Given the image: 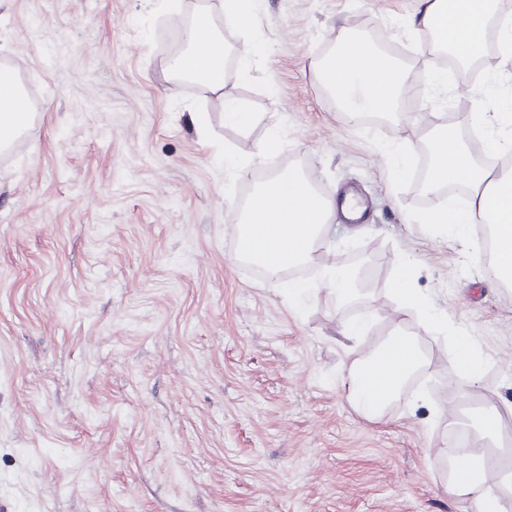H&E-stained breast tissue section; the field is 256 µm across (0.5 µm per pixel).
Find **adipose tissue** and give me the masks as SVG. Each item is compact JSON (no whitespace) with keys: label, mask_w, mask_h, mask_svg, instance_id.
<instances>
[{"label":"adipose tissue","mask_w":512,"mask_h":512,"mask_svg":"<svg viewBox=\"0 0 512 512\" xmlns=\"http://www.w3.org/2000/svg\"><path fill=\"white\" fill-rule=\"evenodd\" d=\"M416 31L429 33L434 46L456 53L462 60L481 57L486 49L487 29L495 27L498 43L512 57V17L497 12V0H424L414 20ZM186 51L174 56L168 70L172 78L196 76L216 92L224 87V42L208 21H198L183 32ZM319 78L336 102L351 107L354 99L374 112L393 114L407 88L408 76L386 57L367 50L348 38L337 52L318 68ZM32 115L14 77L0 70V150L9 147L28 127ZM431 176L424 187L436 193L451 184H461L469 194L462 204H449L421 216L420 221L471 237L474 249L480 240L471 236L474 224L491 232L493 247L487 277L512 285V169L494 171L479 162L459 131L448 125H434L429 133ZM330 200L313 192L311 179L297 169L273 176L249 198L247 215L238 227L241 257L258 263L270 273L286 266L313 262L316 245L324 243ZM410 262H402L390 283L400 304L410 312L437 323L436 307L416 290ZM412 337H386L348 373L349 400L365 419H380L386 405L399 393L403 383L421 364ZM448 492L469 500L476 512H512L501 494L512 486V470H504L499 484L486 479L487 456L466 446L448 456Z\"/></svg>","instance_id":"ef3b65f1"}]
</instances>
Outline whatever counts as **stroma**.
<instances>
[{
	"label": "stroma",
	"mask_w": 512,
	"mask_h": 512,
	"mask_svg": "<svg viewBox=\"0 0 512 512\" xmlns=\"http://www.w3.org/2000/svg\"><path fill=\"white\" fill-rule=\"evenodd\" d=\"M421 0H261L247 29L225 0H0V64L22 81L30 127L0 151V512H473L448 481L442 398L453 342L484 360L469 407L498 406L512 440V290L486 254L419 223L436 208L399 184L381 150L427 158L455 117L470 142L512 134V62L453 59L435 82ZM207 17L225 58L223 94L168 75L170 44ZM356 36L419 89L397 125L343 109L317 76ZM262 113L226 124L224 102ZM490 119L475 130L471 112ZM258 157L243 175L223 155ZM303 168L326 195L367 199L364 224L332 220L325 248L291 279L316 283L292 307L284 279L238 254L239 193ZM367 265L337 304L327 266ZM441 315L434 332L389 283L401 260ZM350 321L366 325L343 336ZM424 364L393 409L360 416L344 378L394 331Z\"/></svg>",
	"instance_id": "35a3bbf8"
}]
</instances>
